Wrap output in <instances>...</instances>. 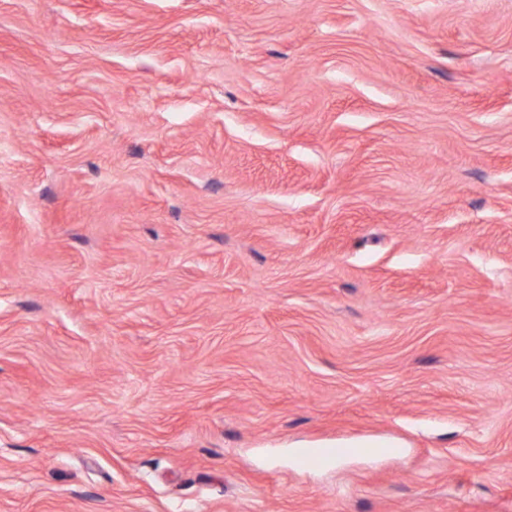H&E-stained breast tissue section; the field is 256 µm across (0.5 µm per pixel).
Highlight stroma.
<instances>
[{
    "mask_svg": "<svg viewBox=\"0 0 512 512\" xmlns=\"http://www.w3.org/2000/svg\"><path fill=\"white\" fill-rule=\"evenodd\" d=\"M0 512H512V0H0Z\"/></svg>",
    "mask_w": 512,
    "mask_h": 512,
    "instance_id": "35a3bbf8",
    "label": "stroma"
}]
</instances>
